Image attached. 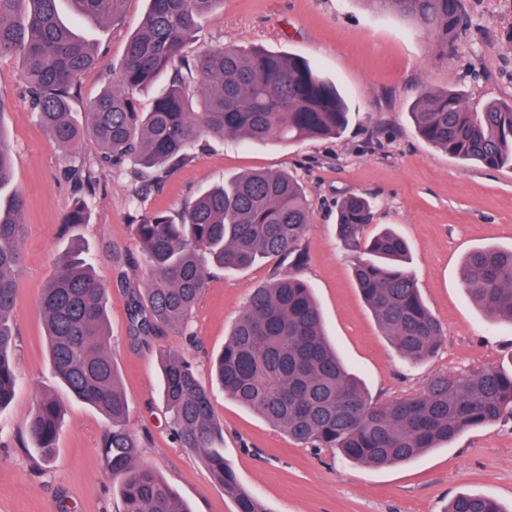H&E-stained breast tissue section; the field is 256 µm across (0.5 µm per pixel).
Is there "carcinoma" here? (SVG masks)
Instances as JSON below:
<instances>
[{
    "label": "carcinoma",
    "instance_id": "1",
    "mask_svg": "<svg viewBox=\"0 0 512 512\" xmlns=\"http://www.w3.org/2000/svg\"><path fill=\"white\" fill-rule=\"evenodd\" d=\"M59 2L0 0V57H20L29 106L52 138L68 149L91 136L99 149L97 171L127 169L138 199L188 162L206 137L290 145L337 138L348 125V107L336 85L304 58L232 44L186 58L198 20L223 0H148L115 67L119 80L98 93L80 124L72 116L71 98L97 55L60 19ZM67 2L76 18L102 22L118 19L128 0ZM365 2L409 20L440 57L448 56L465 27L461 0ZM164 74L165 92L142 111L139 96ZM411 117L425 142L461 161L512 166V103L489 101L473 111L457 91L423 87ZM12 172L11 148L0 130V410L21 384L13 315L24 199ZM310 209L292 175L255 171L204 191L177 215H135L133 239L148 277L145 287L130 293L132 335L146 341L168 330L188 334L206 290L208 265L244 270L259 259L278 258L288 261V274L252 294L214 360L216 384L236 403L299 444L333 448L349 461L376 467L410 461L512 415V371L494 367L438 375L405 398L370 400L331 346L311 289L298 273L305 263L301 242ZM372 219L371 202L351 194L337 206V234L358 253L353 276L379 327L406 361L417 364L439 347L443 329L407 267L406 240L391 230L364 236ZM62 223H88L85 204L77 201ZM463 288L489 321L512 323V247L471 251ZM108 293V283L82 247L73 245L40 298L55 377L73 398L110 421L101 454L119 487L118 512H189L143 461V445L129 428V403L112 359ZM161 374L169 427L182 446L201 454L213 480L236 501L237 512H268L224 458V430L193 361L170 352ZM63 416L61 402L47 393L38 396L26 433L41 467L54 459ZM446 512L505 510L494 499L459 493Z\"/></svg>",
    "mask_w": 512,
    "mask_h": 512
}]
</instances>
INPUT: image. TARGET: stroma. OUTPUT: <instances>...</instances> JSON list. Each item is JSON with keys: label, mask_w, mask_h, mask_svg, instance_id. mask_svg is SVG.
Returning a JSON list of instances; mask_svg holds the SVG:
<instances>
[{"label": "stroma", "mask_w": 512, "mask_h": 512, "mask_svg": "<svg viewBox=\"0 0 512 512\" xmlns=\"http://www.w3.org/2000/svg\"><path fill=\"white\" fill-rule=\"evenodd\" d=\"M145 10V0H128L117 22L78 24L101 64L79 79L72 99L77 121H84L90 101L111 79ZM463 12L467 30L452 56L439 61L406 19L370 9L362 0H224L200 19L186 55L231 43L305 58L344 96L349 125L340 138L290 146L206 139L191 162L138 204L123 169L78 190L67 168L94 167L96 142L83 137L69 153L54 143L29 107L20 58H0V98L7 104L0 129L11 144L14 183L25 200L14 312L21 387L0 410V512H118L120 507L100 452L109 422L58 383L39 307L47 280L75 240L110 285L112 358L130 405V427L145 445L143 460L192 512H236V505L211 479L200 454L181 447L168 426L160 368L162 354L170 350L192 359L202 384L210 387L214 415L224 427V456L269 512H444L461 491L494 498L512 512V416L472 428L409 462L373 468L295 443L212 386L210 356L223 348L249 296L287 273L279 260L264 259L240 271L212 270L190 322V342L171 331L145 343L135 340L128 294L114 273L117 256L137 253L135 211L175 215L212 184L248 170H285L312 203L301 274L328 335L372 401L420 392L441 373L511 371L512 325L490 322L465 294L461 278L469 251L512 247V167L489 169L455 159L423 141L410 117L422 85L457 90L471 106L512 101V0H463ZM351 193L374 203L366 235L390 228L407 240L421 296L442 325V344L417 365L404 362L382 335L352 276L357 255L337 238L336 203ZM78 198L88 207L89 221L64 229L62 216ZM45 391L65 404L66 413L55 460L40 470L27 449L25 426L37 395Z\"/></svg>", "instance_id": "35a3bbf8"}]
</instances>
